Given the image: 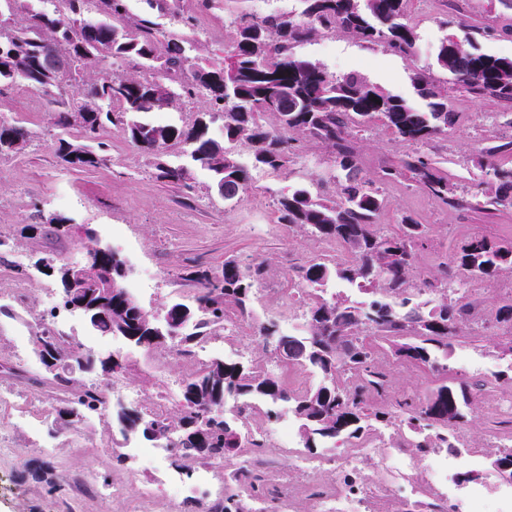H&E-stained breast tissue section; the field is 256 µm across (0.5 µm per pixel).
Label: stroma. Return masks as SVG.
Here are the masks:
<instances>
[{"mask_svg": "<svg viewBox=\"0 0 512 512\" xmlns=\"http://www.w3.org/2000/svg\"><path fill=\"white\" fill-rule=\"evenodd\" d=\"M180 4L197 18L193 35L200 45L195 57L211 63L223 62L234 35L233 19L278 10L298 15L303 10L301 0H180ZM405 20L418 33L415 49L407 56L386 52L341 30L320 33L294 53L337 76L359 72L421 108L426 102L412 82L414 73L429 71L447 91L458 119L424 151L437 158L457 184V204L434 199L403 179L385 186V208L379 217L390 230L405 216L423 224L414 269L419 280L436 273L439 263L450 261L455 247L474 235L512 240V208L480 206L478 187L482 152L493 150L496 163L512 166V150L507 147L512 141V100L468 93L432 66L437 45L452 36L470 40L482 52L512 57V0H427L423 6L410 0ZM488 28L494 30V37L485 36ZM57 110L51 97L24 80L0 89V119L23 121L31 133L23 153L0 155V239L5 242L0 248V289L9 290L29 278L36 281L25 304L0 302V390L17 395L5 407L12 424L0 430V512H120L121 503L96 493V486L105 482L122 485L130 499L141 485H152L155 512H175L179 491L150 456L113 465V457L126 452L128 444L116 432L111 415L92 413L68 424L59 420L60 403L47 384L48 373L33 350V338L44 326L46 306L60 298L62 288L56 277L41 274L36 263L42 258L58 264L80 262L92 244H110L127 264L126 282L132 294L154 316L171 302L191 303L195 284L190 273L219 270L228 257L243 264L266 259L267 270L278 275L280 288L291 297L301 296L297 269L327 257L328 252L324 240L278 223L274 201L298 183L333 173L334 154L310 141L287 167L273 170L254 166L250 148L238 146V159L249 167L251 182L240 201L227 203L214 189L211 174L198 167H190L188 187L157 181L152 157L139 153L118 131L107 137L105 146L90 142V149L101 152L97 167L67 168L57 153ZM353 143L367 177L412 150L380 126L355 133ZM52 214L71 218L77 232L57 235L46 222ZM28 224L38 225V232L24 233ZM508 284H512L510 274L465 284V298L482 302L490 319L481 338L467 333L455 337L448 360L449 379L472 386L475 411L457 432L467 447L481 449L478 483L491 490L501 479L491 470L490 458L512 446V356L499 350L500 344L512 340V324L495 318L498 308L512 301V295L502 291ZM269 319L284 334L303 329L301 313L287 311L259 291L252 317L236 326L234 336L216 340L217 357L246 365L270 362L256 333ZM91 335L83 318H76L70 333L72 347L100 357L111 353L125 361L128 373L116 382V390L148 397L168 394L166 410L176 412L183 380L198 369L191 357L138 347L123 338L103 346ZM155 360L163 363L162 373L153 371ZM433 380L428 369L409 362H391L387 370V381L399 398L424 396ZM46 441L52 445L48 453L42 448ZM29 461L49 463L47 481L18 478L21 463ZM78 473L88 476L89 490L73 491L71 478ZM51 482L61 486V494L48 493Z\"/></svg>", "mask_w": 512, "mask_h": 512, "instance_id": "stroma-1", "label": "stroma"}]
</instances>
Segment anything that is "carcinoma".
Wrapping results in <instances>:
<instances>
[{"label":"carcinoma","mask_w":512,"mask_h":512,"mask_svg":"<svg viewBox=\"0 0 512 512\" xmlns=\"http://www.w3.org/2000/svg\"><path fill=\"white\" fill-rule=\"evenodd\" d=\"M303 2L302 20L285 14L241 18L224 64L215 65L190 62L186 41L167 36L151 16L127 18L126 0H64V10L53 4L41 13L42 23L35 32L29 31L23 17L15 30H0V86L22 78L53 97L106 58L136 62L150 75L114 74L90 84L95 97L83 99L72 110H58L56 126L88 138L98 137L110 125L118 126L130 144L154 155L179 144L193 165L211 173L226 200L246 191L251 180L234 152L239 143L251 148L255 165L271 169L290 163L305 141L316 140L335 154L336 174L328 182H318L317 191L299 184L275 200L277 223L333 241L347 252V258L336 263L314 260L298 268L301 284L317 295L306 304L307 333L288 336L292 356L282 364H309L323 373L324 381L291 396L282 376L261 363L245 367L211 360L185 382L179 415L148 418L135 409L124 410L119 419L125 429L139 431L148 440L164 439L174 430L180 434L178 451L194 462L228 458L243 443L241 433L223 416L225 397L234 395L244 402H293L307 448L342 435L359 440L371 430L370 421L389 422L399 414L415 434L413 447L460 453L448 429L464 418L468 384L442 383L422 401L404 397L394 410L370 411L367 397L382 388L384 379V368L375 358L389 352L395 360L434 364L433 352L448 351L451 338L471 325L469 304L446 289L467 279L512 273V241L468 239L458 247L452 265H442L440 274L420 282L440 292L439 303L425 310L413 301L412 270L423 230L410 217L403 218L394 232L380 229L383 187L399 178L410 179L427 195L451 204L456 201L455 186L437 161L419 150L381 167L372 177L360 176L353 133L379 123L398 139L424 145L453 125L457 113L448 110V95L423 73L413 78L418 94L428 100L427 109L419 110L368 83L358 72L338 77L293 52L311 35L338 28L409 55L418 34L404 22L407 0ZM435 61L469 92L512 100V57L489 55L447 37L439 44ZM158 89L167 108L181 90L189 97H202L207 111L190 127L147 122L142 115L150 108L144 100ZM268 114L276 120L272 127L264 121ZM216 116L224 117L222 143L207 134L206 119ZM28 138L22 124L0 121V155L22 153ZM58 152L74 169H90L101 161L84 145L63 138ZM485 169L481 191L485 204L512 207V169L490 161ZM156 170V179L163 183L185 186L189 180L184 166L159 162ZM330 182L337 186L331 194L326 191ZM89 256L97 269V283L83 298L88 306L97 307L92 329L147 348L170 343L178 355L190 353L199 337L224 328L228 310L248 314L253 289L265 273L262 261L243 267L228 258L219 283L205 274L194 278L195 306L172 302L163 316L166 322L179 321L175 337L169 328L156 326L137 301L124 298V286L101 294L109 279L119 276V261L97 246L90 248ZM337 279L368 286L376 298L361 306L325 299L323 293ZM260 332L271 353L277 354V324L270 321ZM35 344L38 349L55 346V363L46 371L62 393V414L79 418L106 407L104 388L74 385V375L93 364L92 358L75 350L65 352L63 341L47 327L35 336ZM345 375L353 376L355 384L339 385ZM192 420L206 424L209 431L184 429ZM491 465L512 479V450L497 454Z\"/></svg>","instance_id":"cac0c4a2"}]
</instances>
